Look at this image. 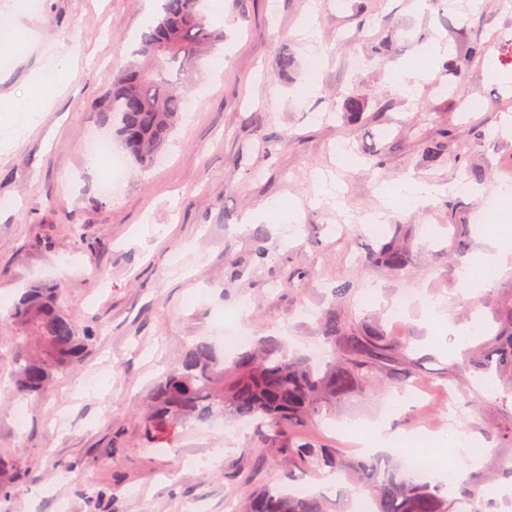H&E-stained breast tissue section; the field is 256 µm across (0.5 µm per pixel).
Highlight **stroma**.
Instances as JSON below:
<instances>
[{"mask_svg":"<svg viewBox=\"0 0 512 512\" xmlns=\"http://www.w3.org/2000/svg\"><path fill=\"white\" fill-rule=\"evenodd\" d=\"M364 6L373 23L361 31L350 17ZM160 7L161 0H40L17 16L13 0H0V16L13 17L19 36L0 62V100L39 73L65 70L38 124L0 150V311L24 288L58 281L68 312L98 331L80 364L41 400L21 405L0 395V452L19 456L27 473L10 512H228L245 490L276 481V463L256 468L255 442L235 423L220 432L180 429L173 451L158 454L139 416L154 380L192 343L209 342L222 356L224 336L240 332L311 355L319 345L314 314L348 280L354 290L342 309L405 348L433 401L424 409L380 385L337 402L297 436L338 449L352 423L383 418L397 434L428 424L441 441L435 463L457 466L464 442L485 448L472 469L484 491L481 512H512V491L487 493L507 484L512 468V443L493 437L512 425V392L463 378V350L434 318L439 309L454 325H471L473 302L512 289V271L474 290L460 280L465 261L512 251L498 229L512 215V201L500 195L512 179V87L486 74L499 63V44L512 39V0H224V44L204 59L193 106L166 151L149 166L127 161L106 192L94 147L112 129L99 104ZM312 38L323 51L315 68ZM388 38L397 49L385 55ZM434 40L454 58L477 40L487 52L456 83L438 62L427 80L402 89L394 65ZM285 54L294 60L287 70ZM311 82L317 89L305 94ZM350 94L368 103L354 124L341 112ZM476 96L483 106L473 111ZM476 122L492 128L493 139L474 140ZM448 125L465 163L427 161L423 139ZM272 133L291 140L269 156L262 142ZM339 143L358 158L382 155L383 168L346 164ZM471 169L481 173L480 196L460 193L392 213L378 233L366 229L382 184L410 173L448 183ZM323 181L341 186L347 216L316 205ZM274 199L299 203L294 230L244 223L246 212ZM462 224L471 236L463 260L448 253ZM394 237L410 244L406 268L369 263ZM404 295L409 301L398 307ZM21 407L27 417L19 425ZM92 487L102 494L91 505Z\"/></svg>","mask_w":512,"mask_h":512,"instance_id":"1","label":"stroma"}]
</instances>
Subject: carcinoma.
<instances>
[{
	"label": "carcinoma",
	"instance_id": "1",
	"mask_svg": "<svg viewBox=\"0 0 512 512\" xmlns=\"http://www.w3.org/2000/svg\"><path fill=\"white\" fill-rule=\"evenodd\" d=\"M224 42V28L214 24L204 0H163L162 16L140 36L144 60L129 62L112 79L100 105L105 120L116 127L126 154L137 163L155 160L190 104L188 83L199 73V61ZM485 56L482 46L469 55L448 61V81ZM343 112L350 121L365 112L362 98L344 99ZM455 143L454 131L438 130L425 146L433 161L445 145ZM373 261L401 271L408 261V245L395 239L374 251ZM496 333L469 366L495 371L512 388V298L488 304ZM322 343L331 361L315 363L292 356L275 339L261 341L230 361L217 357L207 342L187 347L176 364L148 395L142 418L144 438L158 448L168 445L180 426L211 422L220 416L249 423L262 455L281 466L280 483L244 494L238 512H330L324 498L310 491L290 490L285 481L293 470L352 478L357 493H366L373 512H455L446 483L422 478L400 463L375 456L347 457L334 448L316 446L292 436L321 416L324 410L362 390L376 372L396 387L409 383L412 366L394 368L397 359L390 337L377 325L362 328L352 317L332 306L318 318ZM0 329L14 353L13 393L21 399L39 400L52 381L78 363L93 345L97 332L83 326L62 307L59 288L29 289L17 304L0 314ZM16 459L0 455V512H9L18 475Z\"/></svg>",
	"mask_w": 512,
	"mask_h": 512
}]
</instances>
